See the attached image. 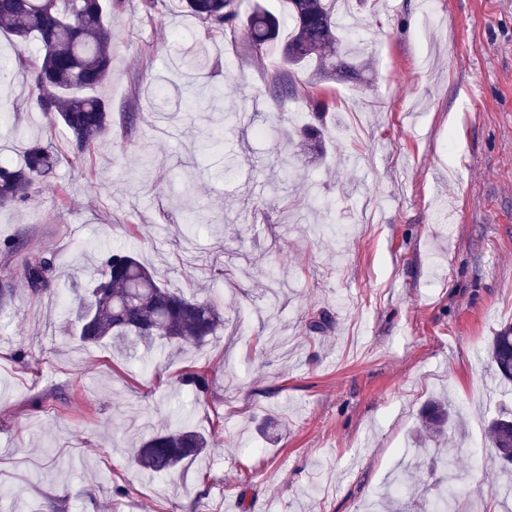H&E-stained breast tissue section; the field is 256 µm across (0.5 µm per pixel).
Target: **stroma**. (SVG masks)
I'll return each mask as SVG.
<instances>
[{"mask_svg":"<svg viewBox=\"0 0 512 512\" xmlns=\"http://www.w3.org/2000/svg\"><path fill=\"white\" fill-rule=\"evenodd\" d=\"M351 8L352 71L311 85L330 103L314 164L287 139L314 121L308 73L244 30L206 32L176 0L112 15L96 90L112 130L83 156L27 106L23 71L0 79V156L18 163L36 140L59 155L23 206L0 207V243L23 244L0 251L15 288L0 304L5 512H371L395 476L422 488L405 454L437 398L461 417L437 443L454 512H502L512 472L487 426L512 414V384L488 352L512 324V0ZM202 46L204 66H184ZM282 82L297 95L275 93ZM201 85L224 101L207 107ZM102 243L134 250L169 288H199L223 327L201 346L156 343L148 370L111 343L79 345ZM29 254L54 264L38 296ZM192 365L209 373L204 394L179 383ZM178 411L211 446L149 475L131 448Z\"/></svg>","mask_w":512,"mask_h":512,"instance_id":"stroma-1","label":"stroma"}]
</instances>
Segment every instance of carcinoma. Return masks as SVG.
<instances>
[{
    "label": "carcinoma",
    "instance_id": "cac0c4a2",
    "mask_svg": "<svg viewBox=\"0 0 512 512\" xmlns=\"http://www.w3.org/2000/svg\"><path fill=\"white\" fill-rule=\"evenodd\" d=\"M244 0H180V7L207 31L243 27L251 46L265 49L288 29L281 43L283 60L294 69H312L313 75L336 78L349 68L347 38L338 33V0H283L278 16L253 3L241 12ZM102 0H0V29H6L23 46L39 43L35 56L18 49L14 65L28 73L32 86L30 103L49 116L50 123L64 126L70 134V152L80 157L112 126V110L102 99L89 94L111 67L112 31L104 23ZM322 130L306 126L294 146L320 153ZM58 157L39 141L24 151L21 165L0 163V206L22 205L32 189L46 177ZM52 263L32 256L25 259L23 278L34 294L50 290ZM77 321L79 339L97 344L110 340L125 346L130 339L151 345L157 339L170 344L201 345L224 325L219 307L198 296L194 289L174 291L162 285L154 273L125 248L102 253L100 269L88 282L86 302ZM494 372L512 382V325L493 337L490 352ZM181 385L197 393L209 388L203 370L183 374ZM426 428L444 433L452 423L451 411L442 401L430 403L423 413ZM488 437L496 456L512 465V417L493 420ZM203 433L187 423H177L143 439L135 449V461L152 475H170L187 460L206 450ZM429 512H447L448 478L432 484ZM409 503L394 495L376 501L374 512H408Z\"/></svg>",
    "mask_w": 512,
    "mask_h": 512
}]
</instances>
